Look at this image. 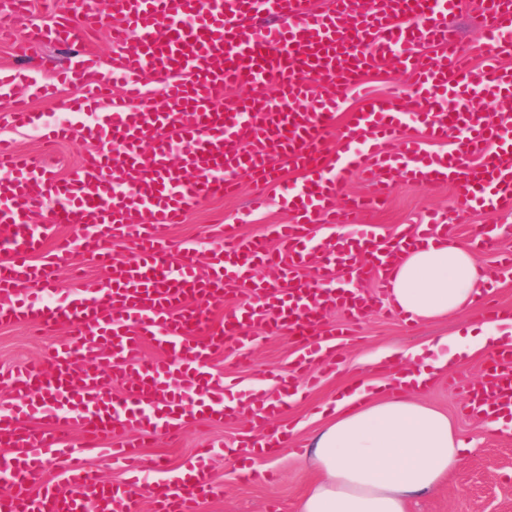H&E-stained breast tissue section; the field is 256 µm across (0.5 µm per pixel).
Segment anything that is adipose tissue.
Segmentation results:
<instances>
[{
  "instance_id": "ef3b65f1",
  "label": "adipose tissue",
  "mask_w": 512,
  "mask_h": 512,
  "mask_svg": "<svg viewBox=\"0 0 512 512\" xmlns=\"http://www.w3.org/2000/svg\"><path fill=\"white\" fill-rule=\"evenodd\" d=\"M490 282L472 246L438 236L412 248L395 267L387 301L417 323L472 308ZM512 340V320L484 326L477 337H439L413 350L410 366L396 370V393L371 396L349 387L307 445L316 478L299 512H407L435 490L468 449L447 415L418 394L448 364Z\"/></svg>"
}]
</instances>
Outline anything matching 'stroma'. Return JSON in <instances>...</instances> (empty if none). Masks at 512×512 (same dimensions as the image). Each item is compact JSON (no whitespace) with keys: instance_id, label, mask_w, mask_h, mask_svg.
I'll use <instances>...</instances> for the list:
<instances>
[{"instance_id":"35a3bbf8","label":"stroma","mask_w":512,"mask_h":512,"mask_svg":"<svg viewBox=\"0 0 512 512\" xmlns=\"http://www.w3.org/2000/svg\"><path fill=\"white\" fill-rule=\"evenodd\" d=\"M65 6L66 0H34L30 14L11 16L6 7L0 5V20L10 31L9 38L0 40V74L14 77V94L29 96L32 108L37 112H55L56 105L52 99L30 95V82L41 80L50 71L66 66L82 50L94 53L100 68H109L111 63V44L103 29L76 47L47 45L29 57L16 53V44L31 25L49 22ZM450 26L476 64L493 60L512 65V52L490 55L473 2L451 19ZM365 80L371 92L391 97L404 111L422 112L426 109L424 97L415 91L409 76L395 63L377 66ZM1 137L11 140L23 154L50 160L60 174L78 165L91 148L90 143L79 137L50 146L39 135L5 123H0ZM240 185L237 195L203 201L188 213L184 223L164 228V241L172 246L185 240L195 241L200 248L198 260L204 264L219 246L224 225L235 224L244 236L261 237L269 235L272 225L286 223L289 215L279 201H271L261 211L250 210L249 201L260 187L246 176L241 177ZM431 211L453 213L451 186L401 179L388 188L387 200L382 206L355 216L345 235L349 238L357 236L370 224L377 225L387 236L401 235ZM483 233L496 235L504 247L512 249V211H475L465 215L451 229L452 236L463 242ZM362 291L368 299L377 302L378 307L365 315L340 346L335 370L311 391L306 390L303 382H295V393L283 415L270 422L267 428H255L254 433L258 436L266 430L274 432L286 428L290 431L286 448L276 455L253 459V466L262 470L260 476L248 480L241 477L243 460L236 447L245 423L236 419L219 423L202 416L178 437L143 436V456L177 469L191 463L198 449H211L208 466L215 478L216 494L203 505L202 512H297L298 503L313 478L304 455V444L319 425L315 408L335 399L352 379L364 376L378 381L389 380L391 357L440 336L465 335L483 323L480 309L475 308L445 320L412 326L400 314L391 313L389 307L382 305V289L368 283L363 285ZM255 334L247 363H239L236 353L230 350L215 356L211 362L214 377L222 381L225 389L232 391L234 398L242 404L258 394L281 395L288 368L299 354L298 344L287 330L259 328ZM64 337L65 331L60 327L36 336L20 324L1 326L0 369L42 359ZM448 376L440 375L420 398L448 414L462 438L477 439L478 444L461 458L457 468L438 489L412 502L409 512H512V432H497L483 426L480 419L461 415L462 397L449 389Z\"/></svg>"}]
</instances>
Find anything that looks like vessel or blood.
<instances>
[{
  "mask_svg": "<svg viewBox=\"0 0 512 512\" xmlns=\"http://www.w3.org/2000/svg\"><path fill=\"white\" fill-rule=\"evenodd\" d=\"M96 2L69 0L67 11L33 26L17 47L25 56L34 44L77 42L106 24L113 56L105 72L86 55L51 74L84 84L81 97L57 104L88 114L83 133L95 145L69 173L56 175L0 139V322L68 333L47 363L0 371V386L13 397L0 406V446L15 456L11 467H0L8 485L0 512H139L137 480L103 482L87 455L106 453L139 469L138 435H179L200 412L223 421L224 388L210 364L230 347L245 353L251 327L298 337L304 352L290 372L334 365L330 343L347 332H323L324 307L339 306L357 323L370 305L360 284L386 287L405 239L426 238L440 221L428 217L408 238L393 240L371 225L349 245L316 241L313 230L349 223L396 178L451 184L460 214L512 208V113L473 109L486 99L512 101V68L472 65L448 30L464 0H333L320 11L313 0ZM478 8L487 46L511 47L512 0H479ZM391 56L428 102L417 116L420 138L395 152L388 143L410 115L364 85L366 73ZM153 80L162 85L157 101L147 90ZM240 83L277 92L225 99V87ZM350 93L361 106L335 153L326 154L323 134ZM5 119L53 142L74 131L19 99ZM457 133L459 147L441 150ZM426 140L437 151L424 149ZM284 163L300 183L283 182ZM354 167L376 194L337 210V183ZM243 174L278 191L294 214L273 228L279 248L229 224L207 267L189 244L171 258L160 229L182 223L203 200L232 194ZM41 213L46 223H30ZM64 224L72 235H60ZM115 237L135 246L121 264L109 250ZM79 254L104 268L106 279L89 284L74 265ZM261 264L278 266L279 281L256 282ZM311 266L313 281L303 274ZM63 267L72 270V287L50 300ZM241 294L249 305L232 304ZM217 307L224 315L216 323ZM146 345L174 363L134 364ZM117 377L128 383L119 400L107 385ZM448 383L461 391L465 415L485 405L512 412V344L499 346L476 380ZM55 456L67 461L62 484L34 485L35 465ZM192 468V481L162 469L150 487L156 512H197L213 495L205 460Z\"/></svg>",
  "mask_w": 512,
  "mask_h": 512,
  "instance_id": "obj_1",
  "label": "vessel or blood"
}]
</instances>
